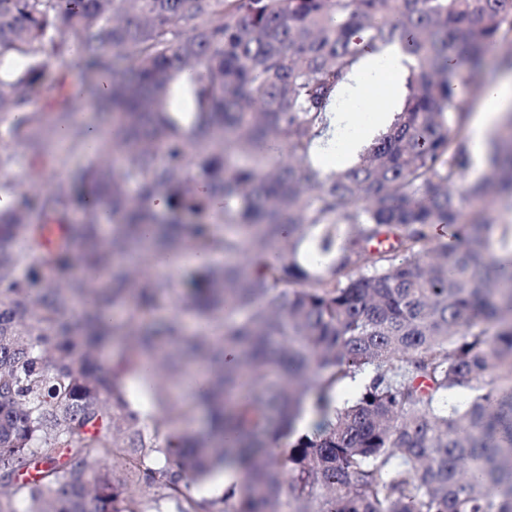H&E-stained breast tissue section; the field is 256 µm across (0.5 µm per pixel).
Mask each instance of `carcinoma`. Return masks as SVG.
I'll use <instances>...</instances> for the list:
<instances>
[{
  "label": "carcinoma",
  "mask_w": 512,
  "mask_h": 512,
  "mask_svg": "<svg viewBox=\"0 0 512 512\" xmlns=\"http://www.w3.org/2000/svg\"><path fill=\"white\" fill-rule=\"evenodd\" d=\"M359 33L406 47L407 94L323 177L308 153ZM505 47L512 68V0H0V67L19 60L0 116L29 111L52 60H81L51 125L9 139L56 165L85 101L112 123L48 189L38 169L27 192L0 184V512H512V224L463 218L468 198L512 211V139L464 183L452 92L491 84L482 61ZM181 247L225 263L176 291L155 266ZM368 368L333 424L294 436L307 402L326 411ZM460 387L473 397L448 405ZM197 404L206 430L161 446ZM232 461L233 504L191 495Z\"/></svg>",
  "instance_id": "carcinoma-1"
}]
</instances>
